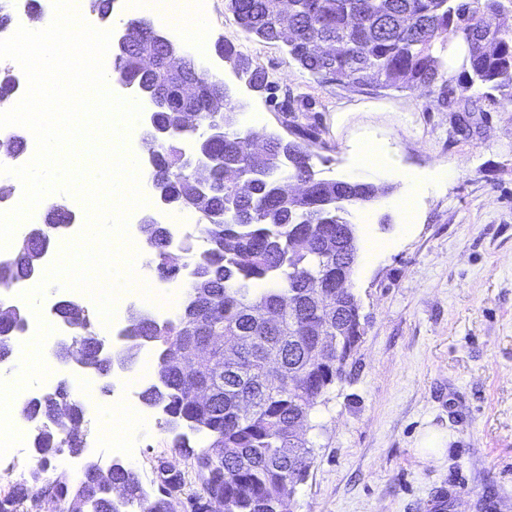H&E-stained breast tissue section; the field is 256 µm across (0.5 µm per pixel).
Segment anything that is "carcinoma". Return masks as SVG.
I'll return each instance as SVG.
<instances>
[{
  "instance_id": "carcinoma-1",
  "label": "carcinoma",
  "mask_w": 512,
  "mask_h": 512,
  "mask_svg": "<svg viewBox=\"0 0 512 512\" xmlns=\"http://www.w3.org/2000/svg\"><path fill=\"white\" fill-rule=\"evenodd\" d=\"M247 38L286 42L292 58L315 79L331 75L352 87L425 90L444 101L458 86L512 103V0H288L293 22L280 25L282 0H227ZM461 41L469 66L448 74L444 52ZM144 42L140 21L129 22L128 55L114 61L128 81L151 83L169 101V127L158 140L148 130L142 144L153 157V183L176 211L196 213L194 238L179 243L189 268L191 291L174 319L159 321L137 309L128 316L133 340L107 360L92 314L71 300L59 301L57 317L74 328V344L85 362L107 376L113 365H133L147 344L158 351L156 380L140 393L143 404L167 416L172 431H204L209 444L189 452L202 482L196 505L206 512H292L295 486L309 468L312 449L295 434L329 387L342 378L347 359L364 333L359 307L336 295V282L349 277L342 230L348 207L388 193L373 182L324 179L313 158L311 133L294 128L265 142L253 154V132L234 124L224 136V113L211 110L220 80L195 67H169L155 51L154 69L134 61ZM217 52L251 89L269 84L268 73L228 42ZM196 76L193 99L180 97V84ZM209 158L208 185L186 164L188 146ZM66 205L51 203L38 233L0 264V290L28 279L58 226ZM149 263H167L169 241L158 224L143 225ZM257 281L276 287L252 291ZM24 322L0 316V363L12 355L11 339ZM24 415L41 419L36 435L40 459L32 486L19 484L0 500V512H71L80 496L83 512H176L164 494L145 491L137 473L120 463L92 470L76 484L64 472H48L49 457L85 447L83 404L67 387L26 403ZM55 487L47 503L38 489ZM121 486L125 498L109 490Z\"/></svg>"
}]
</instances>
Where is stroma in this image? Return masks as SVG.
<instances>
[{"mask_svg": "<svg viewBox=\"0 0 512 512\" xmlns=\"http://www.w3.org/2000/svg\"><path fill=\"white\" fill-rule=\"evenodd\" d=\"M206 17L210 44L197 62L235 86L248 105L241 121L261 113L253 132L307 128L326 178L354 180L368 140L388 158L381 181L392 195L350 215L361 251L386 244L351 277L364 334L302 430L312 454L292 512H429L433 492L453 482L468 491L453 512H512V111L473 92L441 105L417 91L317 80L284 44L246 39L226 0H207ZM220 40L268 72L266 90L237 79L215 51ZM443 163L457 166L453 180L441 181ZM415 185L407 218L393 201ZM152 415L135 470L149 488L162 467L180 470L176 496L191 512L200 483L186 452L207 435L174 448L164 414ZM431 432L447 439L440 454L419 448Z\"/></svg>", "mask_w": 512, "mask_h": 512, "instance_id": "obj_1", "label": "stroma"}]
</instances>
